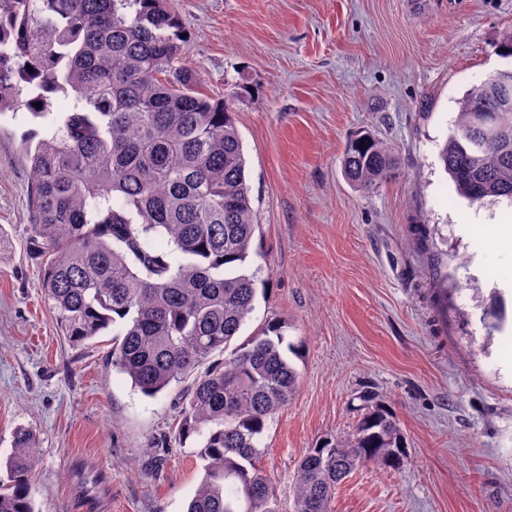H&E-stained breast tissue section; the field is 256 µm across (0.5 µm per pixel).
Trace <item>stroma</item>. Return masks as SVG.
<instances>
[{"label":"stroma","instance_id":"stroma-1","mask_svg":"<svg viewBox=\"0 0 512 512\" xmlns=\"http://www.w3.org/2000/svg\"><path fill=\"white\" fill-rule=\"evenodd\" d=\"M172 6L184 64L232 102L260 226L240 336L278 321L301 346L297 392L261 440L280 512L300 456L351 430L366 394L396 415L408 460L351 473L332 512H512V250L488 242L512 200L469 202L439 160L460 101L512 69L498 51L512 0ZM49 125L22 106L0 113V461L16 429L36 434L35 512H186L197 442L147 452L177 423L178 385L145 396L113 368L111 331L70 344L42 295L20 148ZM363 130L397 162L367 192L341 170ZM474 216L483 225L461 233ZM498 294L506 323L490 334L480 316Z\"/></svg>","mask_w":512,"mask_h":512}]
</instances>
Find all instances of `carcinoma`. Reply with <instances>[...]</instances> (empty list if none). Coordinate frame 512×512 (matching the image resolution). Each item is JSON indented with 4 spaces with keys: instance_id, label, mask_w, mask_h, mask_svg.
Instances as JSON below:
<instances>
[{
    "instance_id": "carcinoma-1",
    "label": "carcinoma",
    "mask_w": 512,
    "mask_h": 512,
    "mask_svg": "<svg viewBox=\"0 0 512 512\" xmlns=\"http://www.w3.org/2000/svg\"><path fill=\"white\" fill-rule=\"evenodd\" d=\"M181 28L168 0H0V112L24 94L27 110L45 117L54 95L75 93L62 120L21 150L32 175L31 250L65 339L83 344L119 323L112 366L143 394L192 378L174 431L181 444L202 442L204 475L187 512H278L259 445L296 394L289 355L299 345L269 322L195 375L254 310L257 280L244 265L259 225L235 112L179 65ZM440 160L470 201L512 198V110L501 111L497 87L485 81L460 102ZM341 165L360 191L396 168L367 132ZM154 237L177 258L152 247ZM482 322L502 330L504 307L485 308ZM38 459L35 435L16 430L0 512H34ZM403 463L399 424L376 405L351 433L300 458L294 512H331L336 488L357 468Z\"/></svg>"
}]
</instances>
